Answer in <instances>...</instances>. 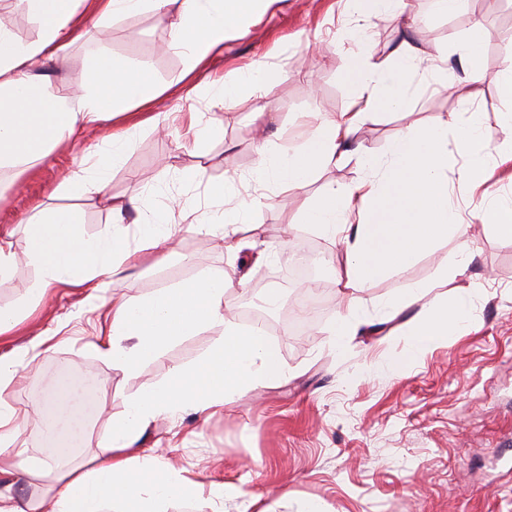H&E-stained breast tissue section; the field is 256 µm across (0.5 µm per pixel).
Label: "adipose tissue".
I'll list each match as a JSON object with an SVG mask.
<instances>
[{
  "label": "adipose tissue",
  "instance_id": "1",
  "mask_svg": "<svg viewBox=\"0 0 512 512\" xmlns=\"http://www.w3.org/2000/svg\"><path fill=\"white\" fill-rule=\"evenodd\" d=\"M83 0H17L18 7L39 23L41 35L32 42L17 40L0 27V195L21 184L33 164L78 132L153 103L162 90L151 72L106 52L85 60L79 92L51 90L44 74L46 62L58 61L64 50L83 36L78 7ZM97 16L98 39L107 42L114 17L150 13L167 21L170 44L183 50L187 70H194L224 49L233 24L260 12L267 0H85ZM440 69L443 57L428 56L403 42L393 56L379 59L359 51L356 71L359 93L353 109L319 120L315 134L294 152L258 147V186L278 184L284 191L308 186L323 169L358 157L364 175L349 188L328 187L301 212V221L338 237L345 263L337 273L344 287L358 289L398 271L439 242L464 238L465 222L453 210L448 170H459V191L475 192L488 174L480 162L458 166L448 152V122L410 127L396 133L383 154L351 153L354 130L364 115L378 110L400 111L406 99L400 87L407 73L422 63ZM129 143L128 131L109 133L89 168L74 174L61 190L73 194L104 193L111 168L120 163ZM189 181L205 183L218 199L225 250H234L239 226L246 221L241 193L232 181L207 183L202 171ZM78 211L43 207L29 219L27 262L40 279L23 301L0 307V334L11 331L31 306L41 302L48 286L72 284L105 287L134 257L123 241L104 235L88 242L80 232ZM213 222V223H214ZM177 227L166 213L141 212L137 235L141 248L165 254ZM231 280L208 275L175 288L114 302L108 337L97 345L113 369L133 376L141 364L162 354L180 338L204 328L222 327L221 338L190 366L175 367L169 378L141 391L112 418L99 455L88 465L62 469L53 487L41 495L20 496L16 487L45 473L35 456L15 459L0 467V512H169L174 498L193 495L198 486L156 456H129L128 451L151 420L185 409L204 413L223 407L243 390L268 387L283 376L278 348L259 327L240 329L224 309ZM465 296L422 311L406 326L407 358L378 364L374 372L399 376L411 359L447 345L456 329L467 322ZM17 363L0 358V456L12 446L27 421L28 410L11 396Z\"/></svg>",
  "mask_w": 512,
  "mask_h": 512
}]
</instances>
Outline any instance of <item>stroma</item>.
Listing matches in <instances>:
<instances>
[{
  "label": "stroma",
  "instance_id": "stroma-1",
  "mask_svg": "<svg viewBox=\"0 0 512 512\" xmlns=\"http://www.w3.org/2000/svg\"><path fill=\"white\" fill-rule=\"evenodd\" d=\"M405 4L403 18L374 17L361 25L353 0H269L254 18L230 29L223 53L190 73L184 56L170 48L166 25L152 14L115 18L104 46L87 14L84 36L68 49L65 64H48L55 85L75 91L83 82L86 57L107 48L112 56L153 72L164 89L153 109L169 115L165 130H135L104 194L63 195L58 188L87 168L89 155L110 132L107 122L56 148L19 189L0 198V235H9L16 252L25 251L26 221L39 206L76 207L83 214L85 239L111 233L137 252L134 264L108 287H48L41 303L9 335H0V356L18 364L13 395L19 405L45 406L48 385L63 364L93 376L97 411L76 461L97 451L111 416L123 413L129 398L166 380L173 368L196 362L221 337L217 329L199 330L127 376L92 349L108 332L113 299L221 274L236 283L224 296L233 316L263 299L268 288L280 289L287 307L295 292L291 263L307 252L325 259L317 287L308 291L323 309L302 333L286 327L270 332L284 367L281 381L239 392L209 414L187 409L161 416L134 443L133 454L153 449L206 489L214 484L241 488L257 496V512H298L308 500L318 502L322 512H512V239L493 227L498 204L512 199V161L503 159L512 152V134L500 124L512 101L498 85L512 59V0H469L467 12L448 17L435 14L431 0ZM406 19L415 20L413 38L429 51L452 53L459 41L477 38L483 78L466 102L457 91L438 90L429 73L412 74L406 79L409 111L373 112L362 118L353 139L379 155L409 126L431 125L452 112L463 119L482 113L481 139L460 146L452 129L448 147L459 150L460 161L485 162L490 193L455 201L472 240L473 260L464 275L438 279L441 264L458 259V242L452 239L358 291L371 314L388 297L425 282L430 288L409 314L452 301L461 292L471 298V327L387 379L376 376L374 368L405 355L402 319L361 328L345 348H334L330 330L344 301L335 280L341 247L296 217L324 188L355 184L363 175L356 162L328 167L306 188L286 196L268 184L266 201L250 213L242 232L266 259L251 266L244 281L239 278L242 255L225 252L211 235L178 232L169 258L158 261L152 252L139 250L134 224L113 223L112 207L134 194L141 208L162 209L174 197L180 210L210 217L219 205L206 195L204 184L181 180L183 172L194 169L203 170L206 181H234L242 197H249L260 139L292 152L313 136L315 113L350 110L356 97L357 27H364L375 56L384 58ZM248 70L260 76L254 96L212 105V85L234 83ZM260 103L271 114L265 132L255 118ZM194 112L216 127L214 137L195 138L189 128Z\"/></svg>",
  "mask_w": 512,
  "mask_h": 512
}]
</instances>
